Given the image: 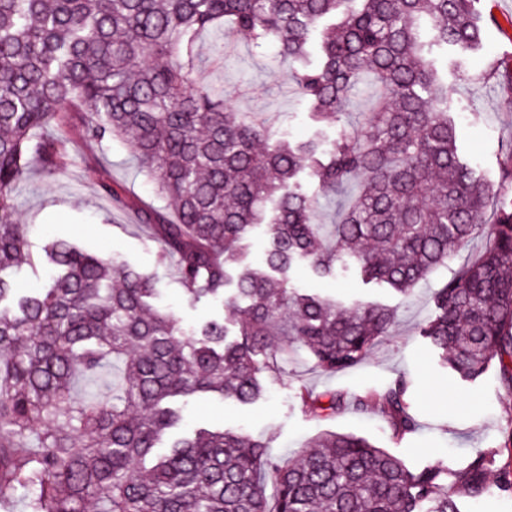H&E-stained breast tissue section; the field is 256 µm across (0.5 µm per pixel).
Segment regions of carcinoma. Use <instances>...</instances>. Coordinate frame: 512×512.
<instances>
[{"label": "carcinoma", "mask_w": 512, "mask_h": 512, "mask_svg": "<svg viewBox=\"0 0 512 512\" xmlns=\"http://www.w3.org/2000/svg\"><path fill=\"white\" fill-rule=\"evenodd\" d=\"M475 0H0V500L22 491L28 512H461L491 488L512 498V428L459 468L411 470L368 439L328 431L298 457L274 458L242 431L178 435L166 401L213 392L258 401L261 374L305 354L320 371L362 363L395 323L392 309L344 307L281 278L305 260L322 275L353 262L367 282L410 294L473 239L485 249L437 291L419 335L462 380L492 363L512 394V142L494 187L458 152L448 84L431 49L482 45ZM276 45L292 94L316 124L338 121L361 78L381 92L330 148L276 138L265 119L233 111L199 85V42L223 24ZM84 115L92 145H127L173 206L140 211L194 301L217 298L251 232L264 228L265 268H245L233 303L238 338L213 320L188 334L151 300V275L66 239L43 247L48 284L22 291L31 265L13 190L31 166L53 172ZM309 170L349 197L334 234L314 223L319 198L298 187ZM115 363L112 392L78 399L74 381ZM408 383L360 396L303 386L302 409L332 418L353 407L393 433L419 421Z\"/></svg>", "instance_id": "obj_1"}]
</instances>
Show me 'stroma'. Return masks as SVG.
<instances>
[{"label": "stroma", "instance_id": "stroma-1", "mask_svg": "<svg viewBox=\"0 0 512 512\" xmlns=\"http://www.w3.org/2000/svg\"><path fill=\"white\" fill-rule=\"evenodd\" d=\"M478 9L484 19L481 48L465 54L437 48L433 54L448 81V105L460 154L495 184L500 179L502 147L512 141V110L503 108L497 83L484 73L492 61L512 59V0H480ZM217 38L226 44L224 63L203 64L195 75L197 83L224 88L235 111L275 116V129L290 137L306 139L320 131L334 139L341 125L355 123L370 106L376 84L368 77L354 90L341 124L317 128L307 115L306 103L289 93L288 68L274 63V44L255 47L233 41L223 30ZM71 136L69 153L53 173L31 169L14 190L17 217L30 227L32 251L40 252L50 240L63 238L102 258L113 257L156 274L160 292L154 304L171 312L180 327L192 332L217 319L229 335H236L234 313L227 304L233 286H226L220 298L190 299L173 264L160 263L157 243L139 227L135 205L161 209L165 201L127 148L117 142L103 149L87 146L76 128ZM104 182L122 189L132 208H115L100 189ZM484 245L481 238L471 241L407 298L387 287L363 283L354 266L321 277L307 262H297L286 274L289 287L302 293L318 291L346 303L362 300L392 308L396 322L389 334L362 364L345 372L324 373L300 358L284 364L280 372L264 374L266 395L252 405L192 398L185 411L187 424L244 429L269 441L273 455L290 459L325 429L367 436L413 468L438 463L453 467L496 447L504 428L512 424V406L496 369H489L477 382H464L442 367L428 341L418 334L419 325L432 314L436 291ZM401 377L409 382L408 399L419 419L418 429L401 438L375 414L347 410L330 419H316L303 411L296 397L302 385L355 397Z\"/></svg>", "mask_w": 512, "mask_h": 512}]
</instances>
